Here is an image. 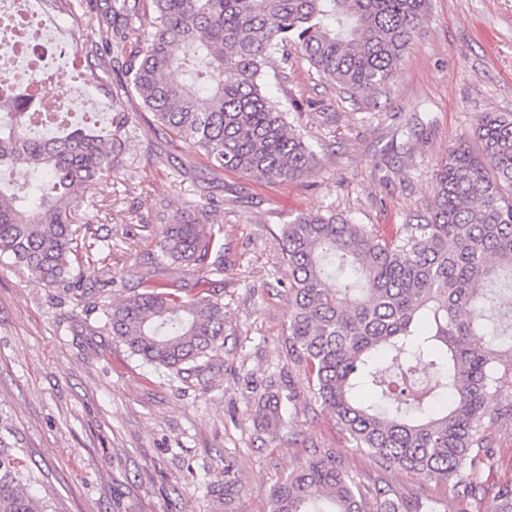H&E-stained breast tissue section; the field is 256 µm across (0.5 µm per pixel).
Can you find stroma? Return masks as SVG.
Returning a JSON list of instances; mask_svg holds the SVG:
<instances>
[{"instance_id":"obj_1","label":"stroma","mask_w":512,"mask_h":512,"mask_svg":"<svg viewBox=\"0 0 512 512\" xmlns=\"http://www.w3.org/2000/svg\"><path fill=\"white\" fill-rule=\"evenodd\" d=\"M266 94L318 155L308 172L275 188L238 175L212 176L203 161L154 129L141 100L126 96L139 139L88 195L101 221L85 231L93 263L75 280L99 287L100 257L153 249L157 211L176 219L194 195L211 200L224 226V347L199 375L182 378L132 356L99 312L74 295L23 276L0 259V446L20 448L48 512H222L207 491L234 459L237 512H265L270 489L314 449L367 479L374 465L332 414L310 399L288 353V268L279 226L289 216L333 209L388 230L425 210L448 150L484 112L512 113V0H429L426 16L377 100L350 98L298 53L288 78ZM292 392L285 425L256 430L258 397ZM502 410L486 435L512 477V388L490 400ZM415 500L455 512L443 483L397 470L389 477Z\"/></svg>"}]
</instances>
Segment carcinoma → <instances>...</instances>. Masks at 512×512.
<instances>
[{"label": "carcinoma", "instance_id": "cac0c4a2", "mask_svg": "<svg viewBox=\"0 0 512 512\" xmlns=\"http://www.w3.org/2000/svg\"><path fill=\"white\" fill-rule=\"evenodd\" d=\"M62 15L91 11L89 81L107 86L118 133L64 131L50 141L42 114L19 103L0 115V256L48 284L77 292L112 337L155 368L178 376L224 346V291L187 294L153 281L178 263L204 278L224 271L223 225L199 221L190 202L172 224L159 220L156 258L130 264L106 284L135 277L142 291L119 304L70 279L78 228L99 221L79 202L112 156L137 138L121 112L137 95L156 127L206 162L261 187L286 185L317 153L267 97L268 70L288 68L294 49L328 81L361 97L383 91L425 17L427 0H54ZM124 59L112 88L110 55ZM39 174L32 204L12 174ZM288 266V345L312 397L354 447L385 472L408 470L451 485L456 512H512V478L495 477L501 455L485 443L498 420L489 398L512 384V113L484 112L448 149L433 199L415 224L382 232L333 210L281 225ZM283 420L266 392L257 425ZM19 449L0 448V512H42ZM234 464L210 492L237 512ZM267 512H436L381 480L336 467L332 452L308 459L272 490Z\"/></svg>", "mask_w": 512, "mask_h": 512}]
</instances>
